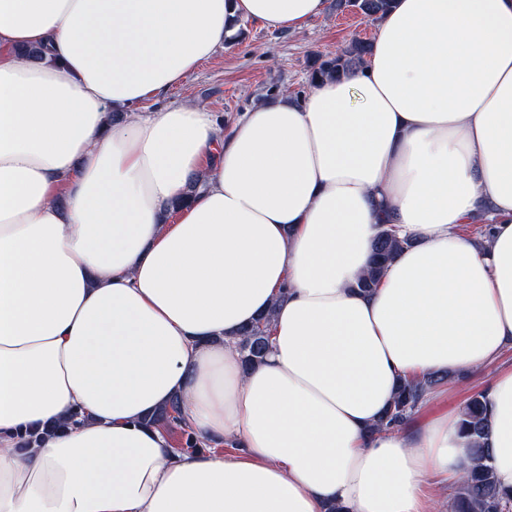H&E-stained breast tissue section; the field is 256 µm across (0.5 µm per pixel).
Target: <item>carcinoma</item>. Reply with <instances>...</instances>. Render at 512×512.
Masks as SVG:
<instances>
[{
	"instance_id": "cac0c4a2",
	"label": "carcinoma",
	"mask_w": 512,
	"mask_h": 512,
	"mask_svg": "<svg viewBox=\"0 0 512 512\" xmlns=\"http://www.w3.org/2000/svg\"><path fill=\"white\" fill-rule=\"evenodd\" d=\"M392 0H335L334 9L342 12L352 8L375 21ZM372 42L354 38L334 53L316 56L309 64V80L322 77L340 78L363 66L371 53ZM408 245V240L397 236L394 225L381 224L375 241L370 271L357 283V288L370 291L379 282L380 275L394 257ZM272 312L260 316L248 326L237 342L241 360L250 368L263 359L269 347ZM447 377L426 375L421 378L403 379L390 407L377 424V429L400 428L408 423L424 397L436 389ZM183 421L180 400L158 410L150 418L153 424L179 425ZM487 418L484 394L475 393L468 398L460 411V433L467 439L472 465L461 479L455 481L449 494L450 512H512V496L501 493L494 469L490 464L489 449L485 447Z\"/></svg>"
}]
</instances>
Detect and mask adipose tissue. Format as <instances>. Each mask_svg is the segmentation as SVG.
<instances>
[{
  "label": "adipose tissue",
  "instance_id": "obj_1",
  "mask_svg": "<svg viewBox=\"0 0 512 512\" xmlns=\"http://www.w3.org/2000/svg\"><path fill=\"white\" fill-rule=\"evenodd\" d=\"M326 11L0 0V512H429L463 475L457 415L376 425L512 346V0H394L364 68L227 127L160 104L237 21ZM383 223L411 245L363 292ZM486 405L512 494V368ZM271 320L272 313L267 312L244 329L240 335L237 346L245 368L253 367L262 361L269 347ZM149 421L153 424L159 425L165 424L170 426H180L183 421L180 400L177 398L173 399L168 406L161 408L155 414H153ZM179 426H173L172 428H169L168 435L175 448H186L188 446V433L187 431L181 429Z\"/></svg>",
  "mask_w": 512,
  "mask_h": 512
}]
</instances>
